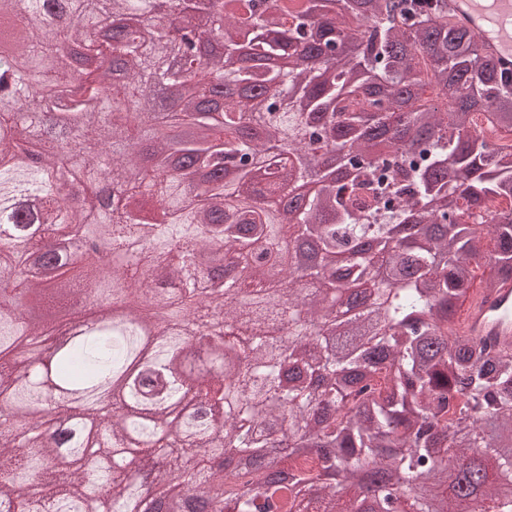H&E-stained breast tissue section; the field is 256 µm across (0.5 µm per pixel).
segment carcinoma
<instances>
[{"label":"carcinoma","instance_id":"carcinoma-1","mask_svg":"<svg viewBox=\"0 0 512 512\" xmlns=\"http://www.w3.org/2000/svg\"><path fill=\"white\" fill-rule=\"evenodd\" d=\"M439 2L0 0V512H154L162 480L217 512H363L371 474L387 512H512V356L452 330L477 271L488 288L512 277V208L487 213L512 202V143L463 134L512 135V76ZM160 6L194 13L224 53L196 49L194 29L147 36ZM351 32L356 50L338 49ZM216 75L278 97L209 117L196 101ZM34 79L47 92L20 116ZM162 126L194 135L171 144ZM396 133L414 149L373 163ZM281 139L295 155L256 185L250 157ZM317 144L352 170L348 193L327 177L302 192ZM171 152L228 180L174 168L138 191ZM292 205L321 260L277 279ZM57 236L118 263L39 265ZM226 259L236 279L217 283ZM347 281L361 303L325 321ZM74 299L112 316L30 370L48 325L27 306L46 317ZM52 399L66 445L34 431ZM72 401L100 418L90 448ZM276 445L288 486L212 465Z\"/></svg>","mask_w":512,"mask_h":512}]
</instances>
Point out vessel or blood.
Masks as SVG:
<instances>
[{
  "instance_id": "vessel-or-blood-1",
  "label": "vessel or blood",
  "mask_w": 512,
  "mask_h": 512,
  "mask_svg": "<svg viewBox=\"0 0 512 512\" xmlns=\"http://www.w3.org/2000/svg\"><path fill=\"white\" fill-rule=\"evenodd\" d=\"M444 6L449 22L475 26L499 67L512 72V0H445ZM453 330L512 354V279L498 281L488 291H475L456 317Z\"/></svg>"
}]
</instances>
